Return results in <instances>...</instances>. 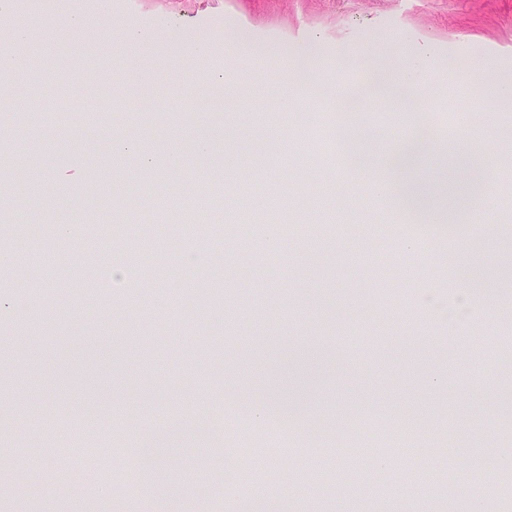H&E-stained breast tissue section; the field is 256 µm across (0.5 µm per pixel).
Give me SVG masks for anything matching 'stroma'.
I'll use <instances>...</instances> for the list:
<instances>
[{
  "label": "stroma",
  "instance_id": "obj_1",
  "mask_svg": "<svg viewBox=\"0 0 512 512\" xmlns=\"http://www.w3.org/2000/svg\"><path fill=\"white\" fill-rule=\"evenodd\" d=\"M112 32L92 37L102 12ZM60 12L79 27L50 44H19L52 79L39 93L0 104V187L21 193L35 208L21 223H0V301L15 312L0 318V512H99L104 501L125 512H183L198 504L219 512L225 499H243L245 512H380L398 502L409 512H460L445 479L480 494L469 461L473 449L448 452L447 440L473 432L488 438L502 459L504 489L484 499L486 512L512 507V112L476 108L471 125L449 123L448 108L463 110L472 66L512 77V0H9L0 26L16 18L37 24ZM152 37L153 49L134 60L129 31ZM316 42L326 81L366 77L370 68L400 59L402 74L422 71L430 92L427 119L439 140L422 161L426 187L461 194L464 179L449 180L447 144L485 156L484 176L499 219L494 228L466 225L451 239V270L437 269L427 247L408 248L396 234L394 199L375 195L359 180L362 206L327 195L297 199L278 247L268 240L270 220L245 201L255 187L286 195L299 171L320 168L333 183L331 151L309 140L324 125L285 69L269 65L265 83L251 78L253 55L291 51ZM204 96H187V78ZM233 100H226L225 89ZM296 111H288L286 94ZM262 113L249 118L254 102ZM377 154L412 137L403 113H360ZM151 155L153 171L113 166L116 135ZM31 142L36 153L16 169L13 150ZM85 198L86 209L55 205L60 190ZM212 200L191 238L204 256L184 270L171 252L152 290L135 285L129 252L146 253L153 239L171 235L198 198ZM127 207L111 222L115 201ZM253 229L251 256L260 262L252 284L217 270L214 248L237 255L227 218ZM124 259V278L112 264ZM414 259L416 313L399 302L360 313V285L378 283L377 259ZM473 283L475 323L449 331L455 302L449 275ZM224 286L233 310L212 307L205 291ZM498 309L491 323L485 310ZM211 348L219 380L191 375L185 353ZM287 399L301 434L332 428L334 437L289 453L250 458L251 484L239 483L237 450L258 447L260 419L239 415L225 401L271 403ZM412 419L400 457L369 454L366 463L389 479L378 488L349 490L348 450L370 444L372 432H399V411ZM223 421L214 437L233 450L214 456L195 442L189 426ZM165 434L171 453L158 465L160 483L123 489V454L112 457V480L101 484L98 458H72L61 468L57 451L69 437L88 447L126 427L128 443L143 448L147 424ZM305 479L299 493L276 481L280 468Z\"/></svg>",
  "mask_w": 512,
  "mask_h": 512
}]
</instances>
